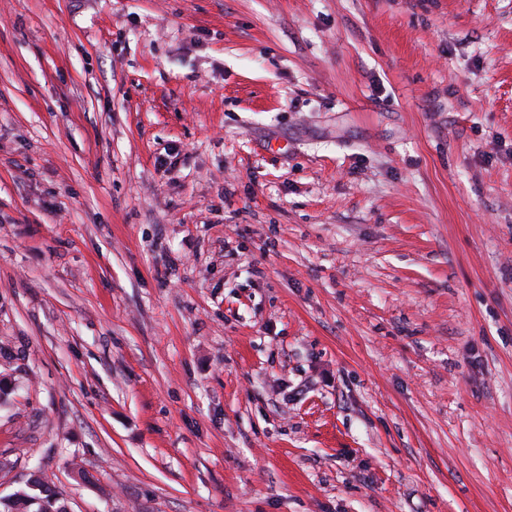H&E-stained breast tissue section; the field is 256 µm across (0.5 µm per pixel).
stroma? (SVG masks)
Masks as SVG:
<instances>
[{
    "mask_svg": "<svg viewBox=\"0 0 512 512\" xmlns=\"http://www.w3.org/2000/svg\"><path fill=\"white\" fill-rule=\"evenodd\" d=\"M0 497L512 512V0H0Z\"/></svg>",
    "mask_w": 512,
    "mask_h": 512,
    "instance_id": "35a3bbf8",
    "label": "stroma"
}]
</instances>
